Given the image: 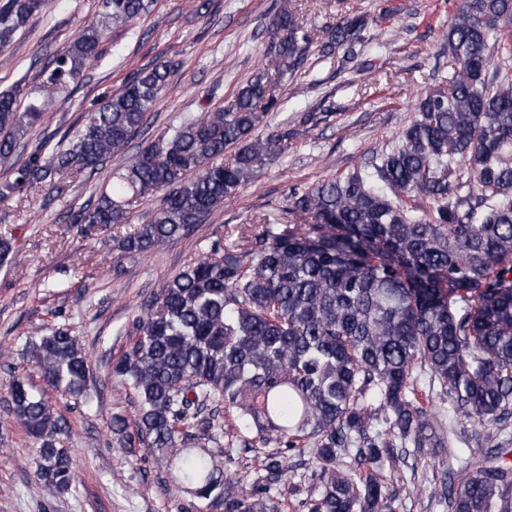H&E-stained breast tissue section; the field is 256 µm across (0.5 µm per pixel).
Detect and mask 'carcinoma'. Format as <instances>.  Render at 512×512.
<instances>
[{
	"label": "carcinoma",
	"mask_w": 512,
	"mask_h": 512,
	"mask_svg": "<svg viewBox=\"0 0 512 512\" xmlns=\"http://www.w3.org/2000/svg\"><path fill=\"white\" fill-rule=\"evenodd\" d=\"M156 0H102L101 10L44 67L39 86L0 91V166L42 121L45 101L80 82L113 30ZM51 0H0V58ZM365 14L303 27L291 5L272 22L265 67L214 118H188L139 151L115 180L70 215L118 225L138 200L160 197L149 220L124 235L129 253L157 250L202 223L248 185L257 163L288 150L295 131L262 135L279 107L275 87L311 54L354 62ZM512 0H457L443 52L447 87L418 99L399 142L353 172L294 190L293 224L250 225L236 240L170 278L125 328L127 349L109 378L136 395L133 418L112 415L127 461L142 446L166 460L185 494L178 512H283L272 484L288 453L310 450L321 490L308 512H390L396 493L340 469L353 456L395 463L407 447L453 456L446 419L412 398L425 379L454 413L485 426L479 462L443 472L448 512H512ZM174 64L132 74L87 112L82 129L43 143L0 185V196L95 171L143 126ZM325 99L298 116L315 126ZM234 148L224 160V151ZM44 381L89 401L93 378L68 324L35 332ZM9 411L37 449L50 496L75 489L71 457L57 447L66 417L0 349ZM264 453L268 475L249 487L218 458Z\"/></svg>",
	"instance_id": "obj_1"
}]
</instances>
